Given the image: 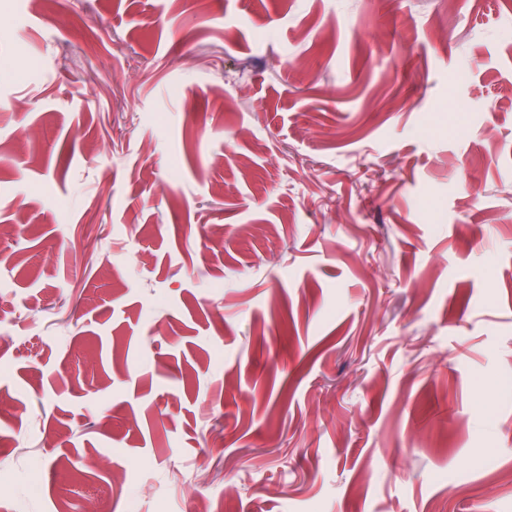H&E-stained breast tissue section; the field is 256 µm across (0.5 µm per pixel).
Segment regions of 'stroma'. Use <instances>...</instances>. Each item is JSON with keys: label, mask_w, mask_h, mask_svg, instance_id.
Here are the masks:
<instances>
[{"label": "stroma", "mask_w": 512, "mask_h": 512, "mask_svg": "<svg viewBox=\"0 0 512 512\" xmlns=\"http://www.w3.org/2000/svg\"><path fill=\"white\" fill-rule=\"evenodd\" d=\"M7 512H512V0H0Z\"/></svg>", "instance_id": "stroma-1"}]
</instances>
